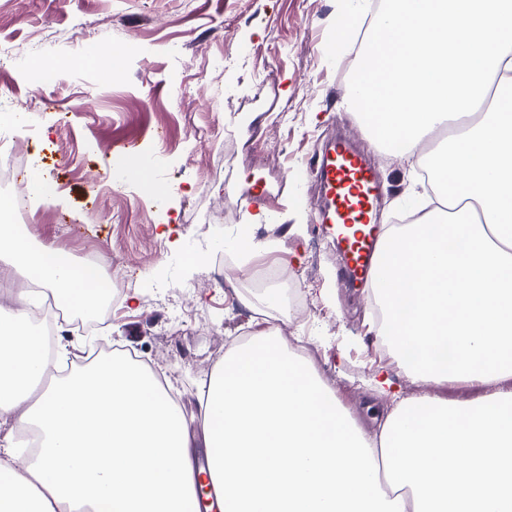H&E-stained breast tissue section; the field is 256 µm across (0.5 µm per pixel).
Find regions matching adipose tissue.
I'll use <instances>...</instances> for the list:
<instances>
[{
  "label": "adipose tissue",
  "instance_id": "1",
  "mask_svg": "<svg viewBox=\"0 0 512 512\" xmlns=\"http://www.w3.org/2000/svg\"><path fill=\"white\" fill-rule=\"evenodd\" d=\"M386 3L362 41L352 106L377 148L427 160L439 206L384 230L379 333L396 356L416 355L407 376L496 392L407 396L379 371L371 384L389 410L369 434L261 330L202 383L194 434L158 375L128 356L50 376L69 347L47 343L23 288L0 315V422L34 427L41 444L24 466L0 460V512H189L199 452L223 484V512H512V0ZM450 123L455 133L422 154ZM0 262L71 309L98 300L100 264L33 245L16 225L0 222Z\"/></svg>",
  "mask_w": 512,
  "mask_h": 512
}]
</instances>
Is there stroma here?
<instances>
[{"instance_id": "1", "label": "stroma", "mask_w": 512, "mask_h": 512, "mask_svg": "<svg viewBox=\"0 0 512 512\" xmlns=\"http://www.w3.org/2000/svg\"><path fill=\"white\" fill-rule=\"evenodd\" d=\"M336 0H0V125L22 136L26 184L39 169L53 202H28L21 228L37 245L76 261L105 256L122 283L93 336L64 319L59 336L79 347L58 375L82 367L94 339L157 372L186 415L224 353L259 328L302 354L360 426L374 432L387 402L368 388L383 369L405 393L467 401L488 386L440 385L405 376L384 355L367 291L340 274L341 254L320 227V183L309 163L342 137L364 148L381 185L378 221L434 206L412 175L366 139L348 104L354 45L329 52ZM57 59L56 83L37 91L28 72L39 45ZM119 54L123 71L73 67L89 45ZM151 159L165 196L114 167ZM273 201L253 225L261 253L234 245L253 224L255 196ZM274 261L292 269L280 290L299 306L269 305L250 278Z\"/></svg>"}]
</instances>
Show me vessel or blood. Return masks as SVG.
I'll use <instances>...</instances> for the list:
<instances>
[{"instance_id": "1", "label": "vessel or blood", "mask_w": 512, "mask_h": 512, "mask_svg": "<svg viewBox=\"0 0 512 512\" xmlns=\"http://www.w3.org/2000/svg\"><path fill=\"white\" fill-rule=\"evenodd\" d=\"M316 170L325 199L321 219L342 249L343 273L351 284H364L374 271L379 249L375 172L366 157L343 138L317 159Z\"/></svg>"}]
</instances>
